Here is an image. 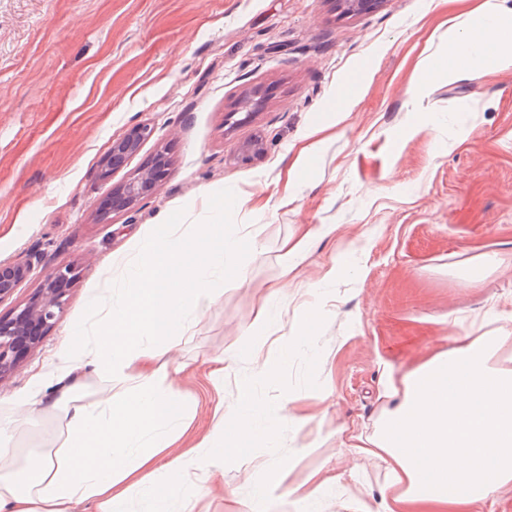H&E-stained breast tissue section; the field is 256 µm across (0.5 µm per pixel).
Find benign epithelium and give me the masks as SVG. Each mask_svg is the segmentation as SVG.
Here are the masks:
<instances>
[{
	"instance_id": "1",
	"label": "benign epithelium",
	"mask_w": 512,
	"mask_h": 512,
	"mask_svg": "<svg viewBox=\"0 0 512 512\" xmlns=\"http://www.w3.org/2000/svg\"><path fill=\"white\" fill-rule=\"evenodd\" d=\"M152 136V126L140 123L114 140L109 154L103 159L105 170L123 168L141 144ZM264 153L263 141L255 138L239 145L237 156L252 159ZM167 170L166 156L157 154L151 165L137 171L114 191V210L130 209L140 199L153 194ZM31 268L29 259L0 262V301L13 294ZM74 276V269L70 266L52 269L45 274L41 287L29 302L11 317L0 318V382L19 369L23 357L41 344L47 331L56 323L66 302L67 286Z\"/></svg>"
}]
</instances>
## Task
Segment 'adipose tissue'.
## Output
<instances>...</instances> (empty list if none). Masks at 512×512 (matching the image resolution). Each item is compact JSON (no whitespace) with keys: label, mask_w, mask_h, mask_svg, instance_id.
<instances>
[{"label":"adipose tissue","mask_w":512,"mask_h":512,"mask_svg":"<svg viewBox=\"0 0 512 512\" xmlns=\"http://www.w3.org/2000/svg\"><path fill=\"white\" fill-rule=\"evenodd\" d=\"M512 68V23L485 9L474 25L448 39L446 59L419 70L422 82L445 74L473 77ZM177 227L150 226L135 243L125 292L92 295L95 321L77 319L74 336L60 345L49 396L32 394L19 409L29 419L62 416L59 447L31 454L28 479L13 474L11 449L0 448V512H123L130 496L163 498L169 481L155 465L187 428L180 407V371L155 364V340L183 335L191 316L218 296L225 278L239 275L240 238L215 224H198V250L188 257L175 243ZM270 311L257 310L243 332L258 376L269 377L265 354ZM109 386L106 397L82 399L90 378ZM378 397L387 410L377 435L356 445L361 454L386 457L390 482L379 512H461L494 502L512 488V338L468 336L398 375H387ZM251 382L238 386L235 410L190 449L214 456L220 448L252 446L249 419L258 412ZM145 452H138L139 443Z\"/></svg>","instance_id":"ef3b65f1"}]
</instances>
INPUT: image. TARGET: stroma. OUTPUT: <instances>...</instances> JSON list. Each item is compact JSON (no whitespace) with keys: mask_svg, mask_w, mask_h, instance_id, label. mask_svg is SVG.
Returning a JSON list of instances; mask_svg holds the SVG:
<instances>
[{"mask_svg":"<svg viewBox=\"0 0 512 512\" xmlns=\"http://www.w3.org/2000/svg\"><path fill=\"white\" fill-rule=\"evenodd\" d=\"M480 2L379 0L349 15L335 0H0V260L35 258L0 317L50 269L76 274L42 344L0 382V422L53 371L91 294L120 291L139 232L165 218L190 244L225 196L248 194L246 208L224 212L243 229L240 276L185 335L156 341L158 359L183 369L181 445L210 432L245 380L264 406L290 401L305 417L284 414L251 448L183 460L198 501L172 487L169 512H377L388 465L353 447L381 425L386 371L451 348L474 323L512 336V70L428 84L415 74L447 54L459 14L477 21ZM254 88L264 107L228 128ZM339 112L346 120L320 135L294 200L280 204L305 135ZM142 122L153 137L103 174L113 140ZM255 137L264 155L235 158ZM162 150L171 166L157 190L104 212L113 187ZM302 224L335 230L312 240L287 300L271 308L274 375L255 378L245 357L214 388L210 371L240 347L282 279V242ZM483 252L502 268L464 285ZM307 305L319 320L301 341ZM291 486L306 497L287 495Z\"/></svg>","mask_w":512,"mask_h":512,"instance_id":"35a3bbf8","label":"stroma"}]
</instances>
